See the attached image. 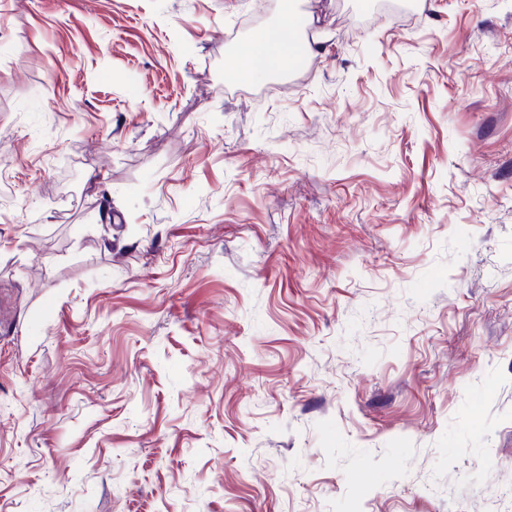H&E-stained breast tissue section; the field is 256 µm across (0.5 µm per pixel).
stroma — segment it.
Here are the masks:
<instances>
[{
  "mask_svg": "<svg viewBox=\"0 0 512 512\" xmlns=\"http://www.w3.org/2000/svg\"><path fill=\"white\" fill-rule=\"evenodd\" d=\"M0 0V512H512V0ZM281 3V19L275 30L252 42L246 52L231 61L232 70L239 81L251 82L263 73L285 69L288 50L296 40L297 24L294 22V2L283 0Z\"/></svg>",
  "mask_w": 512,
  "mask_h": 512,
  "instance_id": "stroma-1",
  "label": "stroma"
}]
</instances>
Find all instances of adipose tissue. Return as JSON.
<instances>
[{
	"label": "adipose tissue",
	"instance_id": "ef3b65f1",
	"mask_svg": "<svg viewBox=\"0 0 512 512\" xmlns=\"http://www.w3.org/2000/svg\"><path fill=\"white\" fill-rule=\"evenodd\" d=\"M296 31L293 0H282L281 19L275 30L252 42L246 52L232 60L231 67L237 79L251 82L261 74L285 69Z\"/></svg>",
	"mask_w": 512,
	"mask_h": 512
}]
</instances>
